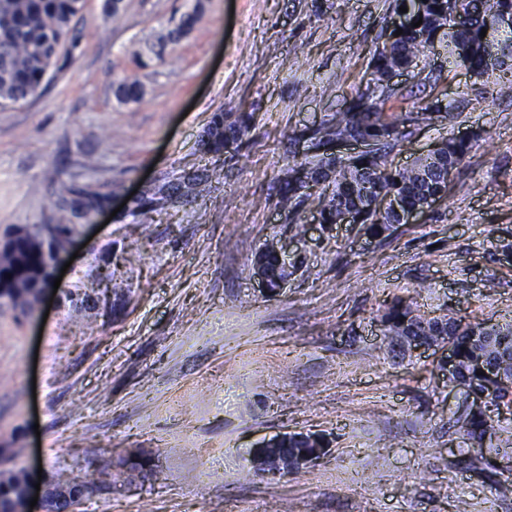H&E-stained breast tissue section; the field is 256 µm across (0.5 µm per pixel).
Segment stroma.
Wrapping results in <instances>:
<instances>
[{"label": "stroma", "instance_id": "35a3bbf8", "mask_svg": "<svg viewBox=\"0 0 512 512\" xmlns=\"http://www.w3.org/2000/svg\"><path fill=\"white\" fill-rule=\"evenodd\" d=\"M102 4L85 0L39 95L0 107V242L66 224L75 255L51 300L0 302V473L89 484L75 512H512V493L459 463L465 397L438 351L404 350L380 320L397 295L431 317L512 320V87L479 93L441 46L395 76L385 112L413 111L432 76L458 117L410 126L392 166L452 135L470 149L443 197L375 236L277 201L307 152L294 133L370 87L376 46L405 20L393 0H205L140 70L127 50L186 0H123L116 18ZM131 73L147 93L123 106L112 80ZM218 112L253 122L213 157L201 140ZM215 165L206 197L134 213L133 190ZM83 189L105 199L87 221L61 209ZM272 241L295 269L269 296L252 266ZM294 432L324 434L328 454L257 475L255 449Z\"/></svg>", "mask_w": 512, "mask_h": 512}]
</instances>
